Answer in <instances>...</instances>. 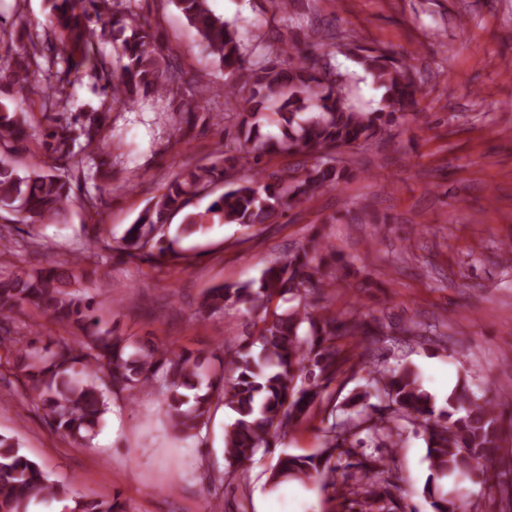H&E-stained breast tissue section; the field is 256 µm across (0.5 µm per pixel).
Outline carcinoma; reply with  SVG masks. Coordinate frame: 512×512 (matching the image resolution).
Segmentation results:
<instances>
[{
  "label": "carcinoma",
  "mask_w": 512,
  "mask_h": 512,
  "mask_svg": "<svg viewBox=\"0 0 512 512\" xmlns=\"http://www.w3.org/2000/svg\"><path fill=\"white\" fill-rule=\"evenodd\" d=\"M46 2L43 41L51 45V53L9 44L8 62L0 65V86L10 87L15 100L35 94V74L54 90L43 102L48 125L41 146L51 160L47 170L35 166L23 172L14 164L13 153L32 133L24 113L0 101V212L41 227L67 213L76 175L90 163L98 170L106 164L101 131L112 109L133 106L141 91L166 96L186 84L182 71L166 62L150 27L118 8L115 0ZM174 3L224 68V98L240 108L237 134L246 151L181 171L120 238L98 228L95 243L102 248L131 262L159 266L182 259L167 240L171 218L182 215L181 237L204 232L206 223L215 219L247 231L270 224L315 191L347 181L351 169L336 156L377 138L417 104L405 60L377 52L356 56V63L383 90L377 107L362 109L351 102L345 75L330 64L271 48L269 53L279 61L246 68L237 27L216 15L209 0ZM80 74L94 80L104 95L101 108L93 112L68 111ZM58 109L70 116L62 120L49 114ZM266 112L278 116L274 123L280 134L262 131L256 116ZM270 153L318 155L320 160L268 172L259 163ZM245 166L253 170L251 175L226 181ZM218 184L225 190L215 196ZM203 195L212 197L205 211L191 210L193 200ZM320 252L334 257L327 245L317 242L266 267L256 280L221 285L203 296L200 309L205 312L238 306L261 323L250 341L217 347L218 372L171 344L146 350L132 337L103 326L95 296L72 289L78 281L75 270L85 260L78 255L65 265L0 277V349L24 371L26 398L72 444L93 439L114 392L125 393L130 404L144 393L165 392L171 427L184 439L199 436L216 409H228L233 422L224 429L229 461L224 480L234 481L259 452L269 451L273 439L293 431L322 403L337 377H353L367 364L365 353L352 354L336 345L346 336H371L375 329L355 315L342 319L329 310L333 274L326 258H316ZM276 298L289 307L269 311ZM30 304L74 329L73 336L50 349L14 333L9 327L12 314ZM373 397L385 405L370 402ZM500 406L499 399L478 395L464 378L438 409L411 367L375 369L366 389L341 406L342 417L326 429L323 451L279 458L271 481L319 478L323 488L360 512H401L395 491L402 477L392 449L411 427L428 437L430 476L423 495L434 512H458L456 496L444 491L440 481L470 476L512 509V469H500L492 460ZM368 442L391 452L355 464L343 461L351 449ZM54 500L70 501L68 512H122L109 494L87 493L74 481L51 479L14 437L0 434V512H26L32 503Z\"/></svg>",
  "instance_id": "obj_1"
}]
</instances>
